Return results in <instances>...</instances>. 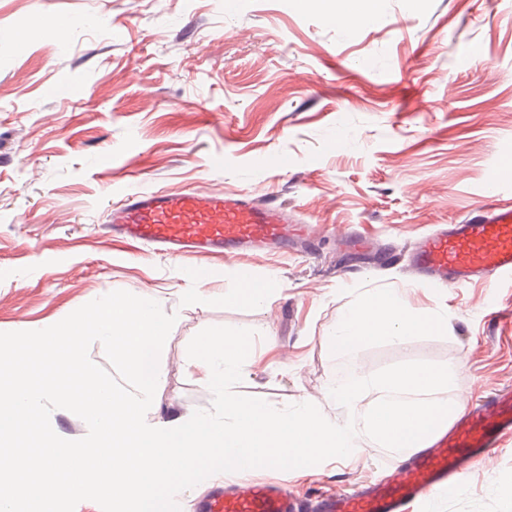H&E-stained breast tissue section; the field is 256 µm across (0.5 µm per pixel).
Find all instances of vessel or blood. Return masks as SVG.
Returning a JSON list of instances; mask_svg holds the SVG:
<instances>
[{
	"label": "vessel or blood",
	"instance_id": "1",
	"mask_svg": "<svg viewBox=\"0 0 512 512\" xmlns=\"http://www.w3.org/2000/svg\"><path fill=\"white\" fill-rule=\"evenodd\" d=\"M501 192L497 178H490L477 216L420 237L408 259L412 277L448 288L512 277V203L503 202ZM106 220L112 237L173 259L284 250L311 237L310 225L297 223L286 207L250 192L145 190L114 202ZM511 435L509 388L468 406L451 426L428 435L423 447L402 449L382 480L301 495L282 482L238 471L220 476L196 512H406L412 502L456 488L474 463Z\"/></svg>",
	"mask_w": 512,
	"mask_h": 512
}]
</instances>
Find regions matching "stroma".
I'll list each match as a JSON object with an SVG mask.
<instances>
[{
    "label": "stroma",
    "mask_w": 512,
    "mask_h": 512,
    "mask_svg": "<svg viewBox=\"0 0 512 512\" xmlns=\"http://www.w3.org/2000/svg\"><path fill=\"white\" fill-rule=\"evenodd\" d=\"M378 22L343 26L314 0H0V332L40 330L114 290L176 315L150 421L212 406L186 348L209 326L253 330L236 393L282 409L328 398L349 363L326 338L352 289L387 286L447 311L445 337L361 348L364 373L459 365L451 402L512 388V280L441 290L412 282L425 232L483 202L490 175L512 199V0H362ZM47 18L65 31L44 37ZM479 60H468L472 47ZM251 190L313 225L311 254L171 260L112 240L114 200L148 189ZM366 231L365 258L341 235ZM242 273L280 291L253 306H195ZM396 456L371 438L306 475L350 488ZM410 512H512V443L454 491Z\"/></svg>",
    "instance_id": "obj_1"
}]
</instances>
